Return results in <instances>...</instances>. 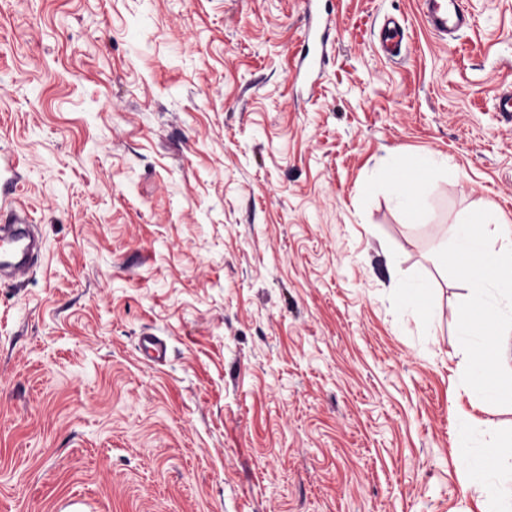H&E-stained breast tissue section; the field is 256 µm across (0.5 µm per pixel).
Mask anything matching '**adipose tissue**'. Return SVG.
Here are the masks:
<instances>
[{
	"label": "adipose tissue",
	"mask_w": 512,
	"mask_h": 512,
	"mask_svg": "<svg viewBox=\"0 0 512 512\" xmlns=\"http://www.w3.org/2000/svg\"><path fill=\"white\" fill-rule=\"evenodd\" d=\"M462 477L465 484L482 488L495 512H512V449L493 447L490 454L466 465Z\"/></svg>",
	"instance_id": "1"
}]
</instances>
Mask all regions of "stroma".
Returning <instances> with one entry per match:
<instances>
[{
  "label": "stroma",
  "instance_id": "obj_1",
  "mask_svg": "<svg viewBox=\"0 0 512 512\" xmlns=\"http://www.w3.org/2000/svg\"><path fill=\"white\" fill-rule=\"evenodd\" d=\"M325 4L303 94L305 0H0V158L44 247L0 277V512H486L461 466L512 405L474 411L436 253L512 225V0L444 40L418 0ZM317 0H309L308 15L306 17L304 38L307 43L305 51L299 65L306 78H312L315 74L319 76L328 59L327 43L330 36V27L327 20L322 19L313 10V3ZM313 46V52L310 51V45ZM381 49L387 59H401L405 44V28L393 17L383 21L381 26ZM391 192L400 203L417 202L422 200L423 193L417 182L395 180L390 183ZM139 349L148 360L161 362L166 356L167 345L159 336L147 334L140 337Z\"/></svg>",
  "mask_w": 512,
  "mask_h": 512
}]
</instances>
